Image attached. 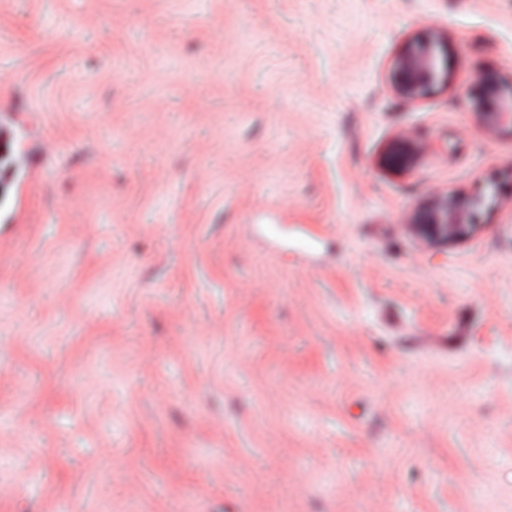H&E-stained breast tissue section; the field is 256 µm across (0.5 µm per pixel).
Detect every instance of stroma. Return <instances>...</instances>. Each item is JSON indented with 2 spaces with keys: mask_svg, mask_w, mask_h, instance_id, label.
Wrapping results in <instances>:
<instances>
[{
  "mask_svg": "<svg viewBox=\"0 0 512 512\" xmlns=\"http://www.w3.org/2000/svg\"><path fill=\"white\" fill-rule=\"evenodd\" d=\"M432 28L452 83L403 104ZM489 68L512 0H0V512H512ZM446 189L490 221L423 248ZM451 75L448 36L432 30L405 41L392 61L388 86L398 99L416 102L448 87ZM424 152V145L413 135L399 133L390 144L385 162L394 170H410L414 168ZM488 210L480 193L435 191L406 216V230L428 248L448 247L473 236Z\"/></svg>",
  "mask_w": 512,
  "mask_h": 512,
  "instance_id": "obj_1",
  "label": "stroma"
}]
</instances>
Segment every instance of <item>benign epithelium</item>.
<instances>
[{"mask_svg": "<svg viewBox=\"0 0 512 512\" xmlns=\"http://www.w3.org/2000/svg\"><path fill=\"white\" fill-rule=\"evenodd\" d=\"M451 75L448 37L432 30L405 41L392 61L388 86L398 99L416 102L447 86ZM467 103L485 131L512 136V82L487 69L467 90ZM423 152L422 142L400 133L390 144L385 162L394 170H410ZM486 212L484 197L479 193L435 191L407 214L405 227L428 248L447 247L473 236Z\"/></svg>", "mask_w": 512, "mask_h": 512, "instance_id": "7a95c632", "label": "benign epithelium"}]
</instances>
